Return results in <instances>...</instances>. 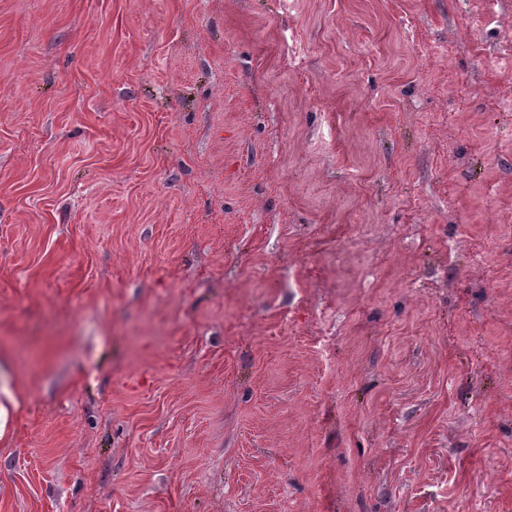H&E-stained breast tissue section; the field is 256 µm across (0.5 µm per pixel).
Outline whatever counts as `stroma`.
<instances>
[{
  "label": "stroma",
  "mask_w": 512,
  "mask_h": 512,
  "mask_svg": "<svg viewBox=\"0 0 512 512\" xmlns=\"http://www.w3.org/2000/svg\"><path fill=\"white\" fill-rule=\"evenodd\" d=\"M512 0H0V512H512Z\"/></svg>",
  "instance_id": "1"
}]
</instances>
